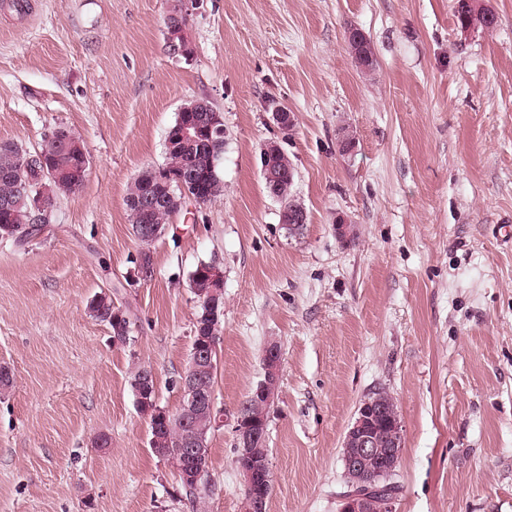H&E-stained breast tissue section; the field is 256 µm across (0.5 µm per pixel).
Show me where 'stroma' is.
I'll return each instance as SVG.
<instances>
[{
	"label": "stroma",
	"instance_id": "1",
	"mask_svg": "<svg viewBox=\"0 0 512 512\" xmlns=\"http://www.w3.org/2000/svg\"><path fill=\"white\" fill-rule=\"evenodd\" d=\"M176 2L0 0V140L34 149L61 124L90 157L38 238L0 240V365L15 379L0 394V512H196L150 449L129 377L152 368L158 404L179 410L189 276L211 262L224 325L207 512L241 510L236 413L271 341L267 512H336L343 439L379 390L403 426L393 512H512V0H480L496 26L466 34L454 0H202L187 59L166 45ZM352 27L376 48L367 78ZM201 98L224 120V195L184 207L137 278L127 188L164 164L179 110ZM270 143L297 171L298 233L265 189ZM104 290L131 312L125 346L88 312Z\"/></svg>",
	"mask_w": 512,
	"mask_h": 512
}]
</instances>
